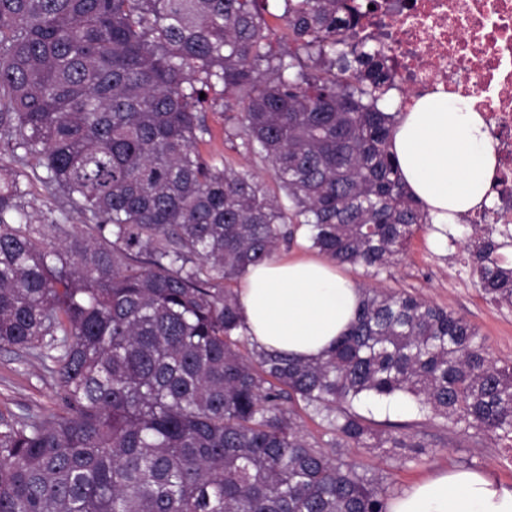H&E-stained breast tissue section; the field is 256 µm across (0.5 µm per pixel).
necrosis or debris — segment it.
Returning a JSON list of instances; mask_svg holds the SVG:
<instances>
[{"label": "necrosis or debris", "mask_w": 512, "mask_h": 512, "mask_svg": "<svg viewBox=\"0 0 512 512\" xmlns=\"http://www.w3.org/2000/svg\"><path fill=\"white\" fill-rule=\"evenodd\" d=\"M354 32L384 47L405 101L442 91L481 113L493 204L463 221L512 224V0H377Z\"/></svg>", "instance_id": "4bbe7bcc"}]
</instances>
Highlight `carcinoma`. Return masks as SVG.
I'll return each mask as SVG.
<instances>
[{
  "instance_id": "1",
  "label": "carcinoma",
  "mask_w": 512,
  "mask_h": 512,
  "mask_svg": "<svg viewBox=\"0 0 512 512\" xmlns=\"http://www.w3.org/2000/svg\"><path fill=\"white\" fill-rule=\"evenodd\" d=\"M274 2L0 0V346L39 350L62 406L0 416V512H386L384 477L342 448L423 444L381 437L354 409L364 397L405 394L456 434L512 442V364L410 293L362 292L320 359L249 346L219 283L301 229L336 264L379 275L431 224L378 106L386 53L353 43L359 8ZM270 17L288 47L270 41ZM219 100L288 204L199 153L204 104ZM34 180L66 200L37 224ZM471 228L472 276L512 307L499 253L512 235ZM299 404L330 441L308 439Z\"/></svg>"
}]
</instances>
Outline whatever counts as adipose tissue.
Instances as JSON below:
<instances>
[{"label": "adipose tissue", "instance_id": "1", "mask_svg": "<svg viewBox=\"0 0 512 512\" xmlns=\"http://www.w3.org/2000/svg\"><path fill=\"white\" fill-rule=\"evenodd\" d=\"M392 150L402 176L434 223L490 205L496 163L485 122L455 95L419 98L395 115ZM362 293L319 256L249 265L237 290L245 333L258 348L300 360L325 355L353 323ZM387 512H512V486L470 470L442 471L389 500Z\"/></svg>", "mask_w": 512, "mask_h": 512}]
</instances>
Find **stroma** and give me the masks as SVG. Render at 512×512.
<instances>
[{
  "label": "stroma",
  "instance_id": "obj_1",
  "mask_svg": "<svg viewBox=\"0 0 512 512\" xmlns=\"http://www.w3.org/2000/svg\"><path fill=\"white\" fill-rule=\"evenodd\" d=\"M209 129L198 144L206 160L229 162L254 172L271 194H279L269 163L235 148L228 139L227 114L221 107L205 114ZM469 226L458 223L440 231L425 227L413 239L403 260L390 271L371 276L364 267H344V274L358 287L405 291L447 308L476 325L486 336L489 352L498 363L512 362V309L484 299L470 274ZM60 389L37 352L0 347V415L24 418L50 417L61 404ZM376 429L391 425L408 427L415 440L425 444L419 459L406 460L402 450L383 446L345 448L343 457L357 470L385 478L387 497L400 495L411 484L439 470L466 469L486 472L512 485V443L490 437L470 438L455 434L439 423L426 422L413 400L367 398L356 406Z\"/></svg>",
  "mask_w": 512,
  "mask_h": 512
}]
</instances>
